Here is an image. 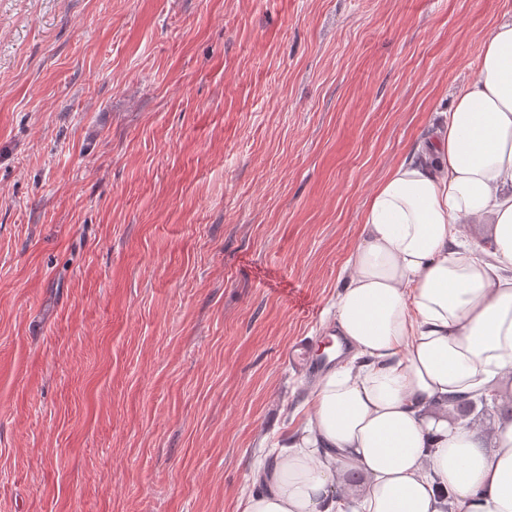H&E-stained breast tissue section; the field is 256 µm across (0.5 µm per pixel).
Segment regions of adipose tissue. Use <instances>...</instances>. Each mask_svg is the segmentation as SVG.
Masks as SVG:
<instances>
[{"instance_id":"adipose-tissue-1","label":"adipose tissue","mask_w":512,"mask_h":512,"mask_svg":"<svg viewBox=\"0 0 512 512\" xmlns=\"http://www.w3.org/2000/svg\"><path fill=\"white\" fill-rule=\"evenodd\" d=\"M488 225L467 242L461 225ZM333 320L347 351L244 512H512V420L451 401L512 374V21L368 199Z\"/></svg>"}]
</instances>
